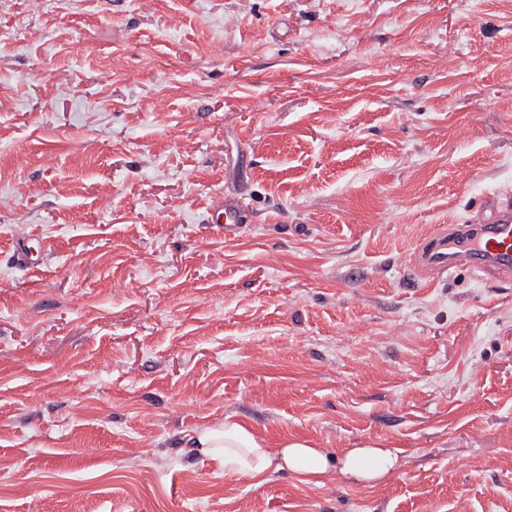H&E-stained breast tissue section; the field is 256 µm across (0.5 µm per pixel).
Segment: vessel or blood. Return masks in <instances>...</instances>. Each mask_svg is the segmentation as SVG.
<instances>
[{
  "label": "vessel or blood",
  "mask_w": 512,
  "mask_h": 512,
  "mask_svg": "<svg viewBox=\"0 0 512 512\" xmlns=\"http://www.w3.org/2000/svg\"><path fill=\"white\" fill-rule=\"evenodd\" d=\"M487 206L490 215L484 223L464 226L457 241L443 235L430 240L428 261L434 274L461 264L486 275L512 273V193L493 195Z\"/></svg>",
  "instance_id": "vessel-or-blood-1"
}]
</instances>
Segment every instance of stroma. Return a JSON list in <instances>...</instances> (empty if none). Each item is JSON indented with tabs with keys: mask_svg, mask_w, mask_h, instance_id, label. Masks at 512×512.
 <instances>
[{
	"mask_svg": "<svg viewBox=\"0 0 512 512\" xmlns=\"http://www.w3.org/2000/svg\"><path fill=\"white\" fill-rule=\"evenodd\" d=\"M40 2L0 0V512H512V277L419 263L512 190V0ZM228 415L400 467L231 477ZM214 215L216 216L215 224H224L225 232H234L239 228L240 216L238 208L228 200L219 203L214 208Z\"/></svg>",
	"mask_w": 512,
	"mask_h": 512,
	"instance_id": "1",
	"label": "stroma"
}]
</instances>
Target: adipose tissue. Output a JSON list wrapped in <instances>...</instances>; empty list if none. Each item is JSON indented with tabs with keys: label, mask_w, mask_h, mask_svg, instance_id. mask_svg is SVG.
Wrapping results in <instances>:
<instances>
[{
	"label": "adipose tissue",
	"mask_w": 512,
	"mask_h": 512,
	"mask_svg": "<svg viewBox=\"0 0 512 512\" xmlns=\"http://www.w3.org/2000/svg\"><path fill=\"white\" fill-rule=\"evenodd\" d=\"M192 443L218 461L225 474L253 479L265 476L275 465L311 484L337 470L371 483L388 476L399 463L391 448H348L337 458L304 439H285L273 448L249 425L229 415L219 424L197 429Z\"/></svg>",
	"instance_id": "ef3b65f1"
}]
</instances>
